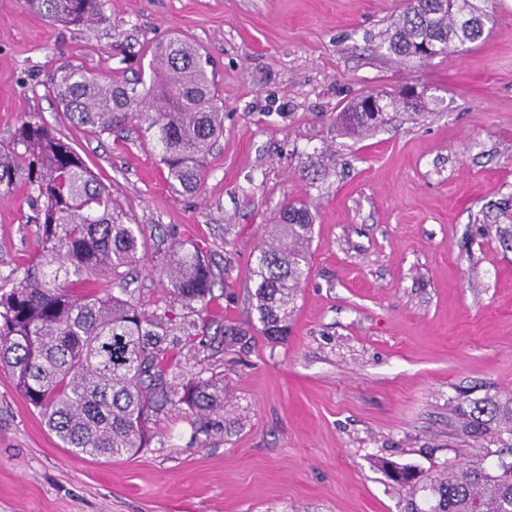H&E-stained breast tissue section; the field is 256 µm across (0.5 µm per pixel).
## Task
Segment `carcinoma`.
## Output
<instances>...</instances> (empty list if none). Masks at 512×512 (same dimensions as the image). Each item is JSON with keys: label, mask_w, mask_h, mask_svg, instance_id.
<instances>
[{"label": "carcinoma", "mask_w": 512, "mask_h": 512, "mask_svg": "<svg viewBox=\"0 0 512 512\" xmlns=\"http://www.w3.org/2000/svg\"><path fill=\"white\" fill-rule=\"evenodd\" d=\"M481 0H404L391 23L388 50L404 62L431 59L456 43L479 41L492 16ZM51 23L91 29L104 18L105 0H25ZM158 70L144 92L114 85L78 66L59 70L49 92L70 119L99 135L132 121L147 125L165 179L195 192L204 155L224 132L209 61L192 43L175 40L154 52ZM374 94L343 113L345 128L367 132L384 122L386 106L366 108ZM21 145L20 152L16 146ZM26 176L43 200L39 251L19 276L0 280V370L8 372L28 404L44 418L62 447L78 455L133 456L148 447V423L167 407L193 413L224 409V380L200 375L185 385L168 374L170 337L193 335L194 321L147 315L127 297L128 278L143 258L139 225L128 224L82 157L36 120L17 128L13 145L0 147V195ZM271 242L259 249L251 276L259 332L288 334L297 290L308 271L313 214L289 201L273 221ZM163 275L173 300L205 309L214 283L206 252L171 244ZM105 281L115 295L98 287ZM480 439L512 437V397H486L469 413ZM450 463L435 472L382 463L387 477L407 491L403 512H512V460Z\"/></svg>", "instance_id": "obj_1"}]
</instances>
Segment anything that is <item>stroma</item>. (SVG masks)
<instances>
[{
    "label": "stroma",
    "mask_w": 512,
    "mask_h": 512,
    "mask_svg": "<svg viewBox=\"0 0 512 512\" xmlns=\"http://www.w3.org/2000/svg\"><path fill=\"white\" fill-rule=\"evenodd\" d=\"M404 0H106L94 29L0 0V145L35 119L112 191L147 250L130 290L187 316L161 275L171 242L207 253L215 286L200 335L170 363L224 378V409L172 407L148 448L112 460L62 448L0 371V512H400L382 461L477 460L471 401L512 393V0H485L482 40L413 64L385 34ZM210 59L224 133L200 189L173 190L138 123L98 136L48 94L82 67L147 89L154 47ZM413 91L358 136L361 96ZM315 216L310 271L287 336L257 330L250 268L289 200ZM25 180L0 196V278L38 251ZM250 331L224 346L227 325Z\"/></svg>",
    "instance_id": "obj_1"
}]
</instances>
